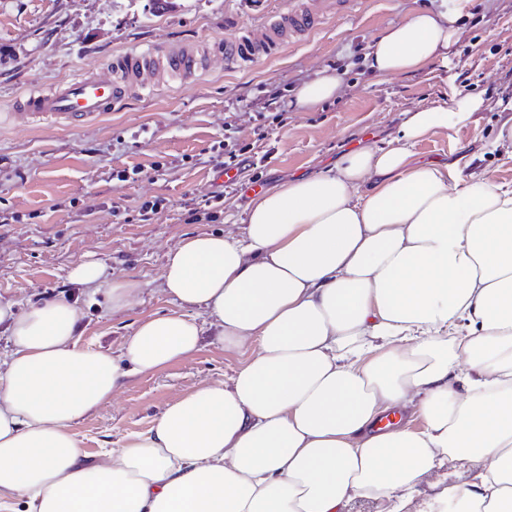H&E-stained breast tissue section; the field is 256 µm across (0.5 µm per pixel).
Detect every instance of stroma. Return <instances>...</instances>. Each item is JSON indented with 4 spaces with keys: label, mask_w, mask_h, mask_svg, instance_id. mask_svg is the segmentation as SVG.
I'll return each instance as SVG.
<instances>
[{
    "label": "stroma",
    "mask_w": 512,
    "mask_h": 512,
    "mask_svg": "<svg viewBox=\"0 0 512 512\" xmlns=\"http://www.w3.org/2000/svg\"><path fill=\"white\" fill-rule=\"evenodd\" d=\"M286 0H0V302L24 309L64 300L82 308L81 345L118 351L142 318L173 310L159 286L166 254L184 236L235 232L256 192L318 173L343 153L393 137L403 112L453 111L466 97L485 106L472 124L441 129L419 144L421 161L465 164L468 172L512 183V160L495 138L512 110V0H359L328 14L296 45L238 71L213 52L225 17L250 29ZM454 15L447 57L380 79L365 58L377 35L416 12ZM211 50L207 69L132 89L121 106L68 129L12 117L18 97L78 73L106 79L115 55L148 48ZM341 79L338 95L294 107L304 84ZM234 129L250 160L225 185L209 162ZM139 169L137 180L115 175ZM223 192L212 220H192L189 202ZM159 201L138 220L140 205ZM97 260L113 276L143 284L128 307L89 304L72 267ZM239 354L202 341L187 359L126 381L74 430L89 454L152 427L168 403L226 380Z\"/></svg>",
    "instance_id": "35a3bbf8"
}]
</instances>
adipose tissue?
Instances as JSON below:
<instances>
[{"label":"adipose tissue","mask_w":512,"mask_h":512,"mask_svg":"<svg viewBox=\"0 0 512 512\" xmlns=\"http://www.w3.org/2000/svg\"><path fill=\"white\" fill-rule=\"evenodd\" d=\"M451 17L422 10L369 58L384 77L445 53ZM455 112H404L383 145L256 196L238 233L184 237L160 286L174 311L119 353L81 345L64 301L0 305V504L20 512H512V185L418 161ZM72 280L126 307L139 282L95 261ZM242 354L229 381L169 404L144 434L89 457L72 425L127 378L195 352ZM422 429H378L385 413ZM470 465L459 477L457 462ZM448 485L423 496L440 469Z\"/></svg>","instance_id":"adipose-tissue-1"}]
</instances>
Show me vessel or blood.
<instances>
[{"label": "vessel or blood", "mask_w": 512, "mask_h": 512, "mask_svg": "<svg viewBox=\"0 0 512 512\" xmlns=\"http://www.w3.org/2000/svg\"><path fill=\"white\" fill-rule=\"evenodd\" d=\"M332 7V0H288L287 10L257 32L240 30L236 19H225L226 28L234 30L236 36L226 42L224 57L228 63L245 67L256 54L274 53L284 42L314 31ZM204 64V57L185 50L149 48L127 52L113 58L109 79L78 74L50 91L25 97L16 107L30 119L52 118L78 125L119 105L129 83L147 86L149 77L161 68L190 76L203 69Z\"/></svg>", "instance_id": "obj_1"}]
</instances>
